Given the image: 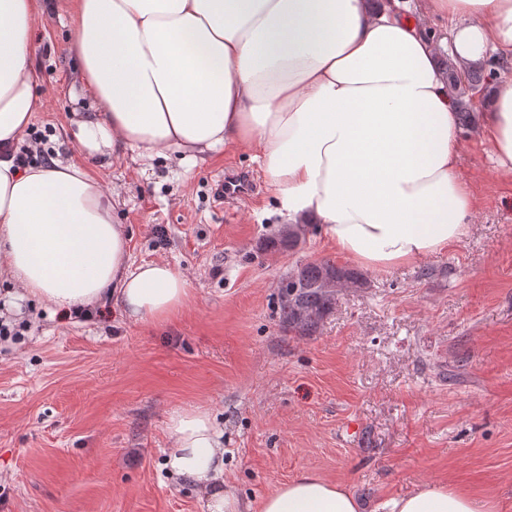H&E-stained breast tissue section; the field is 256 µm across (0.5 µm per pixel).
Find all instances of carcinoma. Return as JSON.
<instances>
[{"instance_id": "cac0c4a2", "label": "carcinoma", "mask_w": 512, "mask_h": 512, "mask_svg": "<svg viewBox=\"0 0 512 512\" xmlns=\"http://www.w3.org/2000/svg\"><path fill=\"white\" fill-rule=\"evenodd\" d=\"M448 78V88L457 101L461 123L466 125L472 120L470 91L477 88L484 80L482 71H471L465 75L460 74L457 66L448 61L445 64ZM302 229L293 227L288 233H278L266 240L264 249L278 251H291L300 241ZM299 278L288 281L295 286L288 302H280V318L289 332L296 336H312L320 327L325 314H327L339 289L348 285L361 288L366 285V277L355 269L339 266L329 259L308 261L298 269ZM336 276V287L326 286L330 276Z\"/></svg>"}]
</instances>
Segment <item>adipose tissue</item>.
I'll use <instances>...</instances> for the list:
<instances>
[{
  "mask_svg": "<svg viewBox=\"0 0 512 512\" xmlns=\"http://www.w3.org/2000/svg\"><path fill=\"white\" fill-rule=\"evenodd\" d=\"M70 44L91 112L80 144L198 162L251 152L291 224H319L337 251L385 270L464 237L475 201L460 178L456 104L425 21L447 15L461 64L512 58V0H72ZM39 0H0V271L66 310L112 301L128 320L169 321L188 299L166 262L129 264L100 181L74 162L20 169L37 108L31 62ZM481 134L512 174V77L498 82ZM165 466L195 483L208 512H246L224 488V431L212 413L170 414ZM390 512H494L429 483ZM345 486L305 473L260 512H360Z\"/></svg>",
  "mask_w": 512,
  "mask_h": 512,
  "instance_id": "ef3b65f1",
  "label": "adipose tissue"
}]
</instances>
